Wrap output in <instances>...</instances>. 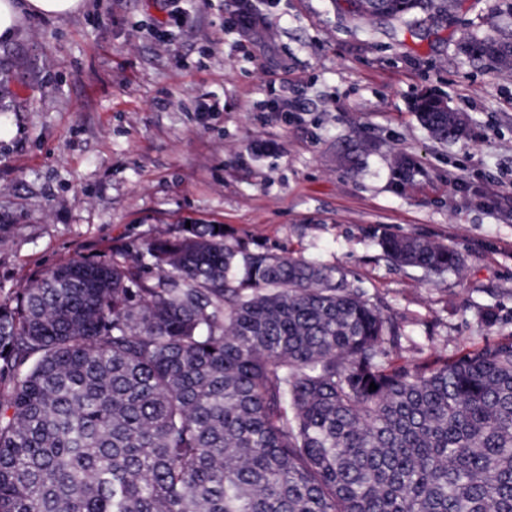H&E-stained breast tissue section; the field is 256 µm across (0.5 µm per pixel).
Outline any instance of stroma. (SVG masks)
<instances>
[{
	"label": "stroma",
	"mask_w": 512,
	"mask_h": 512,
	"mask_svg": "<svg viewBox=\"0 0 512 512\" xmlns=\"http://www.w3.org/2000/svg\"><path fill=\"white\" fill-rule=\"evenodd\" d=\"M178 7L171 25L166 0H87L22 15L0 41V297L73 258L222 224L250 249L343 269L400 329L389 364L512 336V68L461 49L512 42V0H431L413 30L342 0H273L248 41L225 24L231 0ZM426 92L462 137L423 127ZM204 96L223 111L196 112ZM384 233L446 244L464 268L397 266Z\"/></svg>",
	"instance_id": "35a3bbf8"
}]
</instances>
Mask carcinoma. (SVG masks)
I'll return each mask as SVG.
<instances>
[{
	"label": "carcinoma",
	"mask_w": 512,
	"mask_h": 512,
	"mask_svg": "<svg viewBox=\"0 0 512 512\" xmlns=\"http://www.w3.org/2000/svg\"><path fill=\"white\" fill-rule=\"evenodd\" d=\"M464 51L512 64L511 42ZM416 112L440 141L462 132L428 97ZM392 349L398 327L341 270L221 224L58 264L0 299V512H512V338L431 366H388Z\"/></svg>",
	"instance_id": "1"
}]
</instances>
